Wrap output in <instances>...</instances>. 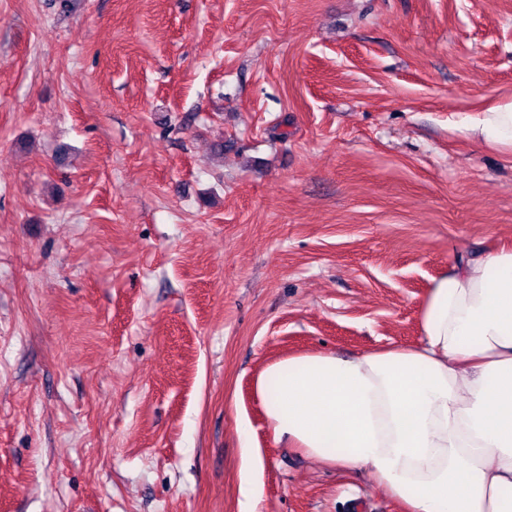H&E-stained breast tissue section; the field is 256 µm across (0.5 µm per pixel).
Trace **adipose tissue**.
<instances>
[{"instance_id": "ef3b65f1", "label": "adipose tissue", "mask_w": 512, "mask_h": 512, "mask_svg": "<svg viewBox=\"0 0 512 512\" xmlns=\"http://www.w3.org/2000/svg\"><path fill=\"white\" fill-rule=\"evenodd\" d=\"M512 155V101L465 127ZM420 338L344 357L294 354L254 391L277 440L365 468L405 512H512V247L434 279Z\"/></svg>"}]
</instances>
